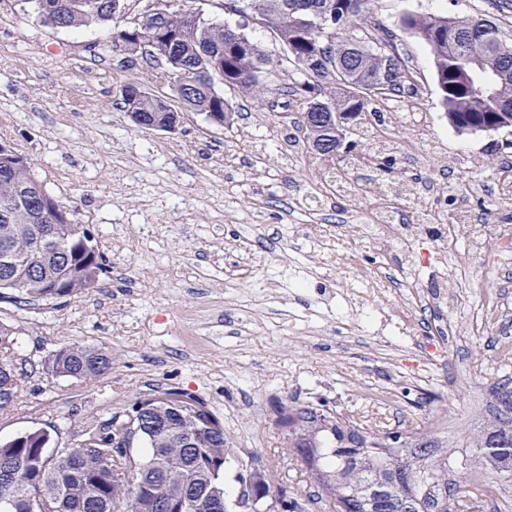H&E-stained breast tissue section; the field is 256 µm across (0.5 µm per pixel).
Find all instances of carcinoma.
Listing matches in <instances>:
<instances>
[{"label":"carcinoma","mask_w":512,"mask_h":512,"mask_svg":"<svg viewBox=\"0 0 512 512\" xmlns=\"http://www.w3.org/2000/svg\"><path fill=\"white\" fill-rule=\"evenodd\" d=\"M46 1L62 14L64 29L92 25L112 28V47L124 29L134 24L126 14L128 0H34L41 23L52 26L43 14ZM252 0H220L223 13L247 17ZM259 21L283 48L284 60H296L297 78L286 92L303 104L304 111L324 105L352 121L354 134L369 132V106L412 88L410 71L399 52L398 37L386 30L366 47L339 36V30L359 24L367 0H260ZM334 13L331 35L304 22L307 8ZM479 18L411 12L401 18V28L429 51L441 105L448 123L456 130L463 125L484 123L501 108L512 109V33L498 30L497 40L462 39L455 43L448 34H463ZM151 27L174 33L171 58L197 75V87L181 99L184 107L211 121L216 115L234 118L232 103L207 76L211 66L224 65L223 83L243 95L261 99L278 80L279 70L270 64L260 43L245 27L230 25L206 14L172 10L152 22ZM323 57L321 68L308 69L301 60ZM476 63L481 74L494 78L492 95L477 96L471 86L475 74L463 61ZM126 112L147 116L142 124L156 130L167 125L172 106L136 84L122 88ZM298 139L308 151L333 159L324 145L321 125L299 122ZM0 250L12 251L16 267L0 269V298L26 306L48 301L43 272L60 273L68 258L83 247L87 229L82 224H52L49 234L37 239L38 209L30 194L37 178L24 157L13 147L0 148ZM94 266L81 270L67 283L68 295L98 285L103 274L100 252ZM17 329L0 322V378L8 390L0 399V412L17 405L27 374L26 362H17ZM112 366V354L102 347L69 344L55 351L45 368L58 377L92 379ZM167 390L132 404L122 414L107 420L85 422L83 440L69 447L51 446L43 428L27 429L8 440H0V492L15 506L0 512H159L158 497L178 499L186 490L197 491L198 501L190 512H224V455L231 452L229 439L220 432L224 425L207 405L180 393L198 405L193 415L175 411L166 402ZM288 421L283 455L300 462L310 482L314 503L332 505L328 512H479L483 486L472 478V466L490 464L491 475L512 483V407L503 408L490 426L467 448L451 453L448 445L435 440V428L404 433L400 448L390 446L395 430L368 420L344 416L326 409L294 404L281 409ZM123 429L124 447L138 444L146 449L141 466L114 443ZM134 470L138 490L126 485ZM274 495L273 512H305L292 487L276 474L266 476Z\"/></svg>","instance_id":"carcinoma-1"}]
</instances>
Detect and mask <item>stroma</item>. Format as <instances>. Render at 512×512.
<instances>
[{
	"label": "stroma",
	"mask_w": 512,
	"mask_h": 512,
	"mask_svg": "<svg viewBox=\"0 0 512 512\" xmlns=\"http://www.w3.org/2000/svg\"><path fill=\"white\" fill-rule=\"evenodd\" d=\"M491 16L512 27V0H369V16L398 29L402 15ZM112 31L40 23L29 0H0V142L24 156L73 222L89 229L105 260L97 288L23 306L0 300V321L19 332L27 377L20 405L0 413V439L30 428L63 447L85 421L106 420L136 400L177 390L203 400L224 424L233 452L224 467L229 495L238 477L271 472L282 446L279 412L289 404L327 408L413 432L446 419L438 439L463 448L497 409L492 389L512 377V309L473 336L441 335L449 315L476 314L488 295L512 294V266L486 273L479 255L449 254L443 286L459 271L470 280L455 311L383 288L363 317L348 294L359 270L395 274L396 253L364 249L353 226L382 196L360 191L363 167L346 169L351 192L328 211H312L307 188L325 160L303 153L295 167L274 163L301 108L280 90L263 102L224 88L239 114L228 127L184 113L175 132L136 125L121 88L139 82L167 93L143 60L125 62ZM418 97L400 103L417 127L379 128L396 167L428 178L423 156L440 147L449 198L478 212L494 205L496 182L512 169V132L463 134L448 123L431 58L401 35ZM265 163H257L256 153ZM320 224L332 252L310 253L305 235ZM103 347L112 367L91 380L52 375L44 361L60 347ZM465 417L459 430L453 423Z\"/></svg>",
	"instance_id": "obj_1"
}]
</instances>
